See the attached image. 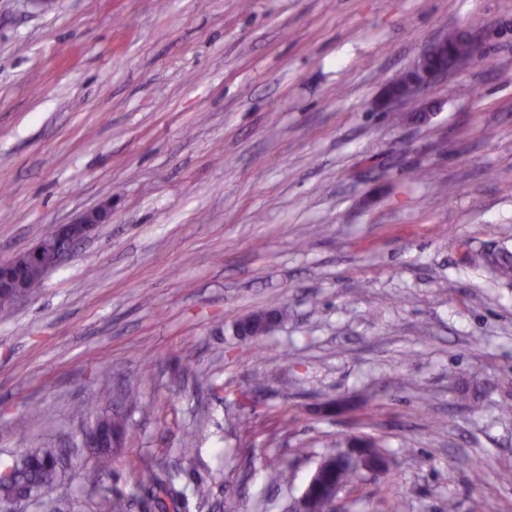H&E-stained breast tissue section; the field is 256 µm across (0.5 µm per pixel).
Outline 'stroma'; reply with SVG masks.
<instances>
[{
	"mask_svg": "<svg viewBox=\"0 0 512 512\" xmlns=\"http://www.w3.org/2000/svg\"><path fill=\"white\" fill-rule=\"evenodd\" d=\"M451 28L477 58L378 107ZM104 203L0 312V470L68 456L17 512H99L102 486L143 512L154 462L214 512H289L361 434L390 467L349 512H512V276L472 262L512 251V0H0V261ZM106 411L128 430L98 458ZM262 326L260 329H254L255 320L253 314L242 318L237 324V331L240 336H248L251 338H260L269 335L272 331L277 316L274 311H262Z\"/></svg>",
	"mask_w": 512,
	"mask_h": 512,
	"instance_id": "1",
	"label": "stroma"
}]
</instances>
